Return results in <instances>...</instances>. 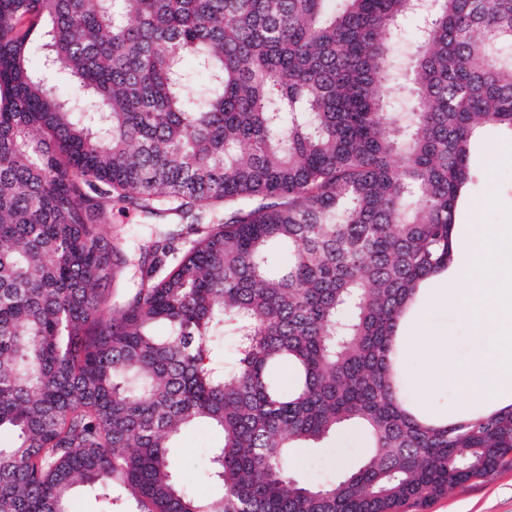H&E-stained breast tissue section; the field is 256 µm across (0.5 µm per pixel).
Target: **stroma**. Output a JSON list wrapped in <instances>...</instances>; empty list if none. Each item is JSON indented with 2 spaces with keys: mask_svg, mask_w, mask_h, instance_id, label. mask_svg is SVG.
<instances>
[{
  "mask_svg": "<svg viewBox=\"0 0 512 512\" xmlns=\"http://www.w3.org/2000/svg\"><path fill=\"white\" fill-rule=\"evenodd\" d=\"M507 146L512 147V131L496 125L478 131L470 155L472 180L458 209L456 240H464L472 224L512 222V159L500 155L501 148ZM418 325L452 336L455 357L464 364L469 362L479 343L463 305L436 304L419 309L411 326L404 330L407 338L404 358L412 375L424 370L412 342ZM218 441V433L209 424L201 423L175 441L169 451L177 478L206 498L220 493L218 484L207 477L212 450ZM365 452L363 432L346 427L321 442L293 449L291 471L300 481L328 482L355 466ZM403 512H512V466L501 468L490 477L472 480L427 506H410Z\"/></svg>",
  "mask_w": 512,
  "mask_h": 512,
  "instance_id": "35a3bbf8",
  "label": "stroma"
}]
</instances>
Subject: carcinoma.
<instances>
[{"mask_svg": "<svg viewBox=\"0 0 512 512\" xmlns=\"http://www.w3.org/2000/svg\"><path fill=\"white\" fill-rule=\"evenodd\" d=\"M433 2L0 0V512L78 485L102 512H401L512 465V406L405 397L397 330L448 270L472 140L512 130V0ZM127 205L186 234L112 304ZM198 422L217 498L170 466ZM349 425L357 466L293 478L289 449Z\"/></svg>", "mask_w": 512, "mask_h": 512, "instance_id": "cac0c4a2", "label": "carcinoma"}]
</instances>
